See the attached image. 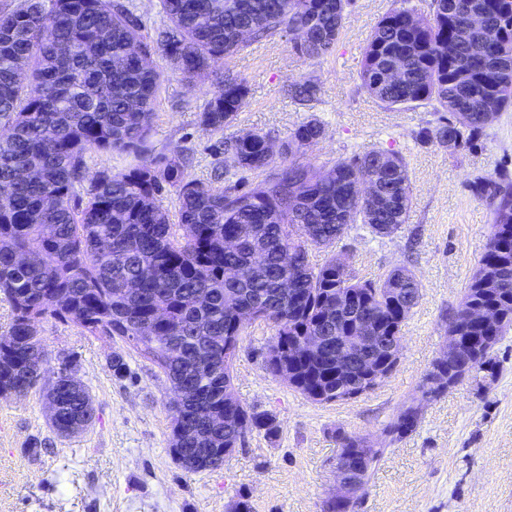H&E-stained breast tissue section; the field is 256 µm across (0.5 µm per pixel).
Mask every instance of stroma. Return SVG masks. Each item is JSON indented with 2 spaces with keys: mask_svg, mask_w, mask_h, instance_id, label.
<instances>
[{
  "mask_svg": "<svg viewBox=\"0 0 512 512\" xmlns=\"http://www.w3.org/2000/svg\"><path fill=\"white\" fill-rule=\"evenodd\" d=\"M391 0H357L337 52L313 63L287 39L253 44L216 63L245 78L249 102L240 130L276 128L281 138L307 117L282 91L305 76L317 79L314 111L328 134L304 162L320 167L376 146L406 155L413 202L406 224L392 237L350 234L336 252L349 255L358 277L372 279L395 266L416 271L422 298L403 328L404 349L392 374L374 391L345 403L317 404L269 376L262 355L274 330L257 322L239 343L233 390L246 407L276 415V439L247 435L220 469L191 472L169 452L173 392L158 369L136 353L126 356L124 379L108 359L119 339L94 336L71 322L44 320L39 336L48 372L72 360L92 395L96 419L72 437L56 435L40 391L0 398V512H230L248 496L253 512H322L334 486L337 430L383 441L385 424L411 401L422 403L414 433L388 447L355 512H512V333L498 347L500 374L485 394L464 382L446 395L422 400L420 385L446 345L441 312L459 303L485 251L492 214L471 194L474 175L512 168V112L487 129L479 147L448 155L415 141L430 112H392L357 88L365 40ZM162 74L148 145L153 153L181 151L192 178L207 182L224 167L223 133H208L198 114L210 78L188 86L160 55ZM47 443L31 455L33 440Z\"/></svg>",
  "mask_w": 512,
  "mask_h": 512,
  "instance_id": "obj_1",
  "label": "stroma"
}]
</instances>
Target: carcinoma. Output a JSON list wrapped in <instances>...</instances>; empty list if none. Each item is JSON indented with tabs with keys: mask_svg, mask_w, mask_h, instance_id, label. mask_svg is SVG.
Instances as JSON below:
<instances>
[{
	"mask_svg": "<svg viewBox=\"0 0 512 512\" xmlns=\"http://www.w3.org/2000/svg\"><path fill=\"white\" fill-rule=\"evenodd\" d=\"M160 4L167 22L150 44L141 39L142 19L121 0H20L0 13V295L12 313L9 340L0 341V395L41 389L57 406L54 430L68 434L85 415L89 391L68 384L66 365L58 380L45 382L40 323L72 321L92 335L116 336L182 393L169 447L183 468L199 472L222 467L224 449L248 434L273 439L280 432L275 415L232 397L235 352H224V344L247 325L275 327L264 370L275 379L287 371L286 384L316 403L354 398L336 373V337L348 341L364 320L384 343L373 352L380 378H361L358 391H374L394 370L398 359L388 343L402 338L420 302L416 272L402 266L362 279L348 255L317 265L310 250L329 248L353 230L373 239L398 232L412 205L411 170L401 152L385 147L329 167L302 163L300 155L327 135L314 113L286 140L271 130L225 136L222 187L191 178L178 152L150 154L160 73L144 55L159 52L190 85L215 62L277 38L321 61L336 52L355 0ZM494 28L506 38L487 40ZM394 62L400 73L390 78ZM214 82L199 113L206 132L233 127L248 104L245 79L226 69ZM359 87L388 109L433 112L415 140L450 155L476 148L492 124L489 113L512 111L508 0H430L425 14L412 0H394L365 41ZM287 92L311 109L319 85L302 78ZM90 149L122 151L135 161L98 171L85 189ZM277 159V172L263 176ZM363 180L377 185L375 196L358 195ZM468 188L489 202L493 223L459 305L441 317L443 325L459 323L466 345L460 361L431 363L421 392L432 399L447 394L431 385L434 368L495 379L499 360L488 356L484 341L491 336L496 346L512 330V171L476 175ZM166 189L177 197V224L159 202ZM228 236L237 239L233 249L224 244ZM490 274L500 286H485ZM342 298L347 310L338 317ZM473 308L497 309V327L465 317ZM312 335L329 340L305 355L294 352ZM109 364L114 377L127 375L125 352L113 351ZM420 420L414 404H405L383 432L400 441ZM336 440L338 461L368 490L385 449L367 452L360 437L341 429Z\"/></svg>",
	"mask_w": 512,
	"mask_h": 512,
	"instance_id": "cac0c4a2",
	"label": "carcinoma"
}]
</instances>
